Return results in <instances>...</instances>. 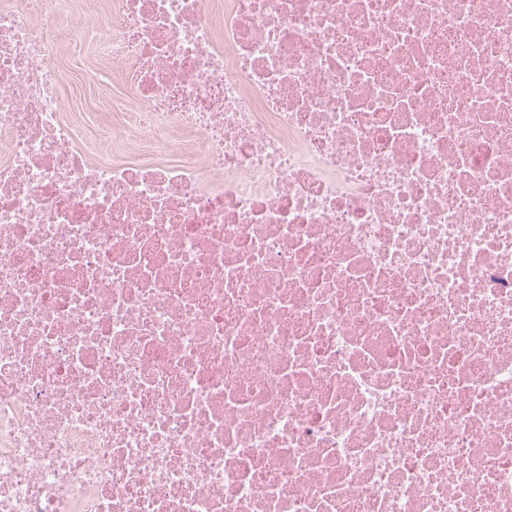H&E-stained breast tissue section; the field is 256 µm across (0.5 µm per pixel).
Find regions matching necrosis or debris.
<instances>
[{
    "label": "necrosis or debris",
    "instance_id": "necrosis-or-debris-1",
    "mask_svg": "<svg viewBox=\"0 0 512 512\" xmlns=\"http://www.w3.org/2000/svg\"><path fill=\"white\" fill-rule=\"evenodd\" d=\"M67 4L0 0V512H512V0H81L71 119ZM70 42H64L60 50L54 55V63L62 71L61 98L64 112H82L86 103H95L99 108L101 94L106 91L109 95V105L106 109L99 108V112H112V91L118 94L123 91V80L119 65L112 61L102 62L81 78L70 74L66 67L69 54L76 53L83 48L84 56L91 54L89 44L79 42V34L72 36ZM77 41V43H75ZM71 47V48H70Z\"/></svg>",
    "mask_w": 512,
    "mask_h": 512
}]
</instances>
